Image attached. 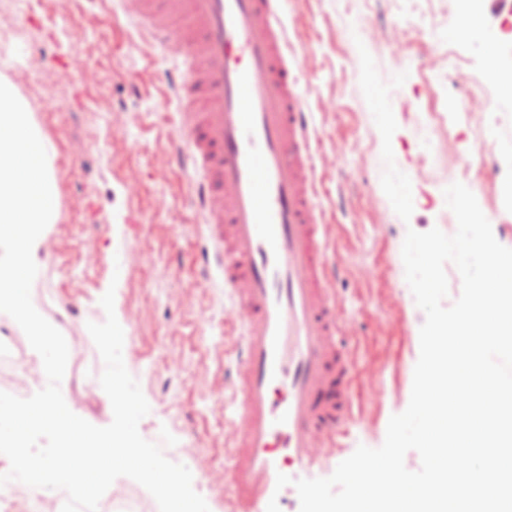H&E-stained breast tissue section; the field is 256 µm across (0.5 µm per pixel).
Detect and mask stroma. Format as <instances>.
Wrapping results in <instances>:
<instances>
[{
    "instance_id": "1",
    "label": "stroma",
    "mask_w": 512,
    "mask_h": 512,
    "mask_svg": "<svg viewBox=\"0 0 512 512\" xmlns=\"http://www.w3.org/2000/svg\"><path fill=\"white\" fill-rule=\"evenodd\" d=\"M297 91L312 114L315 191L335 254L333 281L355 363L345 454L380 447L410 401L425 321L405 278L407 230L457 229L444 190L467 186L512 248V129L495 68L512 63V9L481 0L474 36L451 31L454 0H282ZM159 47L120 0H0V74L53 146L59 212L38 251L34 306L64 335L61 391L98 427L113 411L88 323L115 291L124 363L150 405L146 440L176 437L210 512H231L232 395L238 323L201 271L208 242L171 163L179 121ZM434 129L425 153L416 120Z\"/></svg>"
}]
</instances>
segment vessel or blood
<instances>
[{
	"instance_id": "1",
	"label": "vessel or blood",
	"mask_w": 512,
	"mask_h": 512,
	"mask_svg": "<svg viewBox=\"0 0 512 512\" xmlns=\"http://www.w3.org/2000/svg\"><path fill=\"white\" fill-rule=\"evenodd\" d=\"M281 0H123L162 44L183 109L171 135L242 327L227 475L234 512H265L277 474L310 477L352 414L354 367L314 201L310 126Z\"/></svg>"
}]
</instances>
